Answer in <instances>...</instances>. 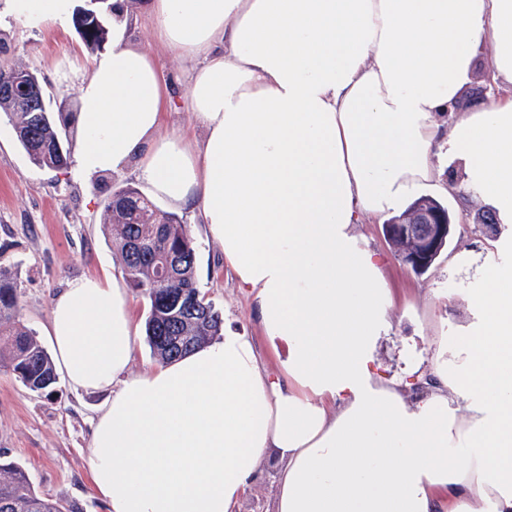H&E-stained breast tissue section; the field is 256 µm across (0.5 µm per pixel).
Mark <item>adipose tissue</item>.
<instances>
[{
	"mask_svg": "<svg viewBox=\"0 0 512 512\" xmlns=\"http://www.w3.org/2000/svg\"><path fill=\"white\" fill-rule=\"evenodd\" d=\"M188 65L200 140L158 136L165 87L112 0V49L75 85V173L136 168L172 209H198L265 335L223 336L130 374L128 291L75 279L53 298L57 368L109 398L91 433L107 512H233L259 462L281 463L274 512H512V94L461 107L477 54L512 87V0H154ZM463 192L502 230L464 250L472 318L433 337L426 389L373 372L390 326L365 219L423 188Z\"/></svg>",
	"mask_w": 512,
	"mask_h": 512,
	"instance_id": "adipose-tissue-1",
	"label": "adipose tissue"
}]
</instances>
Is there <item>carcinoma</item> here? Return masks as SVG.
<instances>
[{
	"mask_svg": "<svg viewBox=\"0 0 512 512\" xmlns=\"http://www.w3.org/2000/svg\"><path fill=\"white\" fill-rule=\"evenodd\" d=\"M72 20L85 46L98 49L112 27V3L103 4L96 23L76 15ZM0 112L36 165L68 167L76 133L74 109L35 110L21 93H0ZM437 206L444 203L421 196L389 222L407 219L414 208ZM103 229L119 253L127 283L148 305L144 330L153 357L169 362L224 335L222 312L198 286L196 244L176 214L161 209L134 187H121L104 206ZM167 256L175 263L162 273L159 264ZM17 306L15 282L0 270V335L9 337L6 345H0V368L9 370L28 390L42 394L57 384L58 375L36 333L16 324ZM0 512H78V508L39 494L26 469L0 451Z\"/></svg>",
	"mask_w": 512,
	"mask_h": 512,
	"instance_id": "1",
	"label": "carcinoma"
}]
</instances>
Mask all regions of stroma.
<instances>
[{
  "instance_id": "35a3bbf8",
  "label": "stroma",
  "mask_w": 512,
  "mask_h": 512,
  "mask_svg": "<svg viewBox=\"0 0 512 512\" xmlns=\"http://www.w3.org/2000/svg\"><path fill=\"white\" fill-rule=\"evenodd\" d=\"M20 0H0L1 64L25 65L38 72L51 100L74 95V81L64 78L73 68L88 74L93 51L87 49L73 25L32 24L19 8ZM130 40L156 62L171 99L158 130L196 134L187 108L188 86L182 59L157 36L152 0H131ZM135 170L79 178L73 168L48 170L36 166L19 145L13 129L0 114V270L17 284L21 325L45 338L53 297L76 278L121 276L119 256L102 227L104 205L113 189L137 184ZM453 216L450 254L483 251L491 234L477 224L481 200L462 202L445 196ZM198 246L197 281L206 299L219 308L224 321L252 337L269 370H277L284 347H273L256 319L251 300L236 288L224 264L220 246L208 235L198 211H179ZM361 235L383 261V275L394 303L390 328L378 342L374 370L390 379L405 376L406 348L428 353L432 336L440 331L457 336L469 317L458 298L468 287L466 275L449 271L440 258L426 274L416 275L394 254L380 222L360 225ZM102 392L74 390L59 379L50 394L25 388L8 370H0V448L28 470L38 493L63 503L79 504L84 512H106L90 479L91 423L105 403ZM279 464L263 457L260 476L235 512H272Z\"/></svg>"
}]
</instances>
